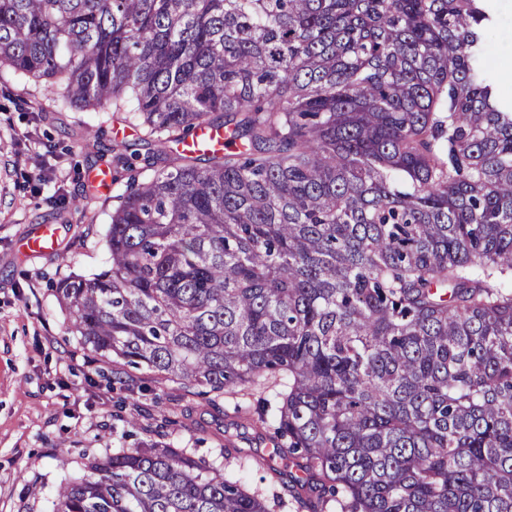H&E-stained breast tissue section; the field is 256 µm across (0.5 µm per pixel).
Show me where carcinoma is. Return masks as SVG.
Instances as JSON below:
<instances>
[{
  "label": "carcinoma",
  "mask_w": 512,
  "mask_h": 512,
  "mask_svg": "<svg viewBox=\"0 0 512 512\" xmlns=\"http://www.w3.org/2000/svg\"><path fill=\"white\" fill-rule=\"evenodd\" d=\"M490 2L0 0V67L112 104L152 145H112L128 185L109 266L57 287L71 327L197 396L274 381L276 454L313 512H512ZM199 126L240 146L173 149ZM53 512L275 510L153 441L89 459Z\"/></svg>",
  "instance_id": "obj_1"
}]
</instances>
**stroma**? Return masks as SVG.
<instances>
[{
    "instance_id": "35a3bbf8",
    "label": "stroma",
    "mask_w": 512,
    "mask_h": 512,
    "mask_svg": "<svg viewBox=\"0 0 512 512\" xmlns=\"http://www.w3.org/2000/svg\"><path fill=\"white\" fill-rule=\"evenodd\" d=\"M488 61L512 69V0H494ZM138 153L143 131L119 120L111 105L82 111L60 102L44 81L0 67V512H51L57 489L83 471L88 456L163 439L185 448L283 512H312L264 479L257 460L283 472L294 460L272 456L273 389L224 394L215 403L180 383L134 371L135 391L119 383L125 368L85 345L56 286L72 274L106 268V233L124 184L103 194L85 178L102 166L113 140ZM39 154L41 176H25L17 159ZM58 224L52 252L24 255L21 239L41 224Z\"/></svg>"
}]
</instances>
